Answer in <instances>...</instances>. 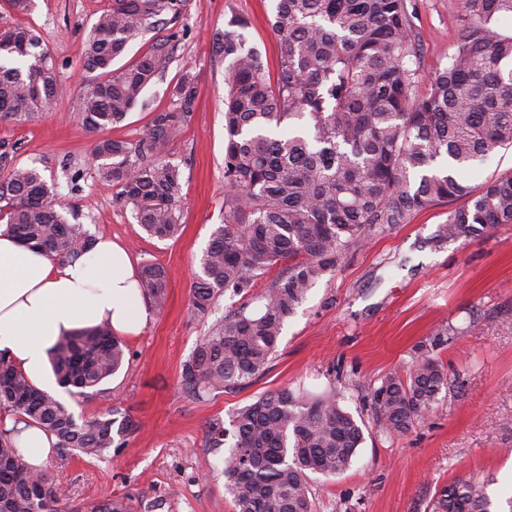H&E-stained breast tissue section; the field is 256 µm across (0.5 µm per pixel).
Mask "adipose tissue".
<instances>
[{
  "mask_svg": "<svg viewBox=\"0 0 512 512\" xmlns=\"http://www.w3.org/2000/svg\"><path fill=\"white\" fill-rule=\"evenodd\" d=\"M137 276L130 251L112 238H99L78 261L61 262L22 247L0 226V351L35 386L54 390L50 351L59 336L102 322L109 323L116 335L136 336L152 320ZM0 423L15 429V440L28 463L45 466L54 436L11 417Z\"/></svg>",
  "mask_w": 512,
  "mask_h": 512,
  "instance_id": "ef3b65f1",
  "label": "adipose tissue"
}]
</instances>
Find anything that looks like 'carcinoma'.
Here are the masks:
<instances>
[{
    "instance_id": "carcinoma-1",
    "label": "carcinoma",
    "mask_w": 512,
    "mask_h": 512,
    "mask_svg": "<svg viewBox=\"0 0 512 512\" xmlns=\"http://www.w3.org/2000/svg\"><path fill=\"white\" fill-rule=\"evenodd\" d=\"M463 28L448 66L428 76L417 66L418 38L408 0H276L271 19L278 39L276 80L231 16L212 34L224 69V223L211 232L191 293V309L209 315L224 295L244 302L216 320L183 363L181 391L199 400L249 385L269 364L284 325L309 290L341 264L350 249L418 213L450 200L434 236L470 241L512 224V175L466 184L464 168L512 145V0H459ZM188 0H112L92 24L81 63L91 75L81 87L76 120L97 132L144 107L145 89L168 69L175 34L137 61L113 69L128 46L174 25ZM56 65L39 33L0 27V119L32 121L61 95ZM197 83L186 71L171 88L175 106L151 111L136 140L100 138L92 156L98 177L116 188L137 224L167 240L180 229V163L167 153L188 126ZM288 124V135L277 133ZM0 222L22 245L61 261L95 244L77 207L55 208L36 167L14 166L0 177ZM261 292H254L260 282ZM138 288L160 311L167 274L142 266ZM129 355L109 325L59 337L53 372L73 396L117 373ZM447 378L425 356L407 378L386 375L371 391L377 425L388 435L409 432ZM35 423L57 442L63 459H104L136 431L113 407L79 421L73 410L36 387L0 352V413ZM233 438L224 476L235 512H313L309 475L346 471L364 441L357 420L331 390L310 395L288 387L267 391L237 409L224 427H205V447L217 454ZM64 492L30 466L12 431L0 426V512H61ZM130 495L85 503L78 512H137ZM429 512H495L487 483L455 482L437 489Z\"/></svg>"
}]
</instances>
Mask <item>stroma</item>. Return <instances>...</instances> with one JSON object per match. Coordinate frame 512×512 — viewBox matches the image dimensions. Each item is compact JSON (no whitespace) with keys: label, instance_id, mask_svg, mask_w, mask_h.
<instances>
[{"label":"stroma","instance_id":"1","mask_svg":"<svg viewBox=\"0 0 512 512\" xmlns=\"http://www.w3.org/2000/svg\"><path fill=\"white\" fill-rule=\"evenodd\" d=\"M111 2L35 0L22 14L0 0V27L36 29L66 86L35 121L0 120L6 167H37L54 184L59 204L78 206L92 234L112 236L137 264L153 262L167 272V305L143 334L127 338L129 364L87 397L56 392L80 419L119 407L138 426L119 455L52 457L46 470L64 487L67 506L130 493L142 498L138 512L158 499L165 502L160 512H234L224 459L205 448V427L286 386L315 394L337 388L343 407L363 424L364 441L349 469L312 475L315 512H426L436 488L464 480L488 481L499 501L512 499V224L472 242L435 243L438 225L460 207L457 199L351 250L288 319L277 352L251 385L204 402L182 394V363L213 320L238 304L221 297L205 318L190 307L199 260L224 220V61L213 55L211 36L231 15L243 16L245 39L259 48L266 67L275 68L274 0H189L175 25L169 68L145 93L148 109H135L122 124L96 134L75 119L84 80L80 53L90 25ZM414 2L419 65L429 74L448 64L462 25L458 0ZM188 70L198 86L195 110L168 146L183 172L182 228L177 238L158 240L116 202L90 152L100 136L140 137L152 109L173 106L170 88ZM421 356L443 366L448 384L415 428L386 436L370 391L384 376L406 377Z\"/></svg>","mask_w":512,"mask_h":512}]
</instances>
